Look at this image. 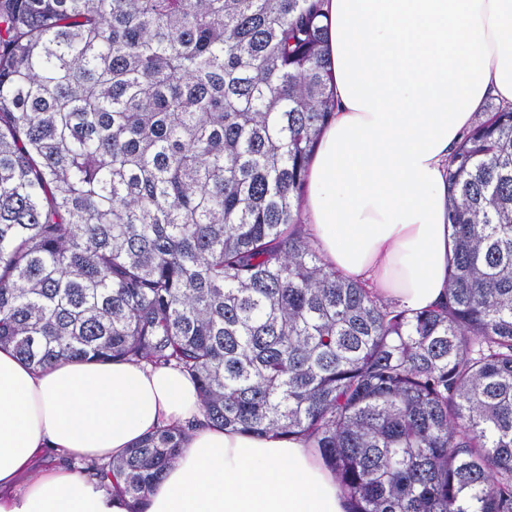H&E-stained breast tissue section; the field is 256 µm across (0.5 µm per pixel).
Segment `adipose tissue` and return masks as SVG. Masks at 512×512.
<instances>
[{"instance_id": "ef3b65f1", "label": "adipose tissue", "mask_w": 512, "mask_h": 512, "mask_svg": "<svg viewBox=\"0 0 512 512\" xmlns=\"http://www.w3.org/2000/svg\"><path fill=\"white\" fill-rule=\"evenodd\" d=\"M336 108L303 209L323 259L399 307L448 292V156L487 97L512 107V0H322ZM179 369L0 350V512H129L71 468L107 462L200 416ZM62 465L20 485L43 454ZM335 474L302 440L217 426L189 437L144 512H346Z\"/></svg>"}]
</instances>
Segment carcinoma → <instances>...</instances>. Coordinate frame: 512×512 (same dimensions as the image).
Returning a JSON list of instances; mask_svg holds the SVG:
<instances>
[{
    "label": "carcinoma",
    "instance_id": "obj_1",
    "mask_svg": "<svg viewBox=\"0 0 512 512\" xmlns=\"http://www.w3.org/2000/svg\"><path fill=\"white\" fill-rule=\"evenodd\" d=\"M321 0H0V348L175 366L302 438L349 512H512V108L448 159V293L399 309L302 213ZM194 424L84 463L143 512Z\"/></svg>",
    "mask_w": 512,
    "mask_h": 512
}]
</instances>
